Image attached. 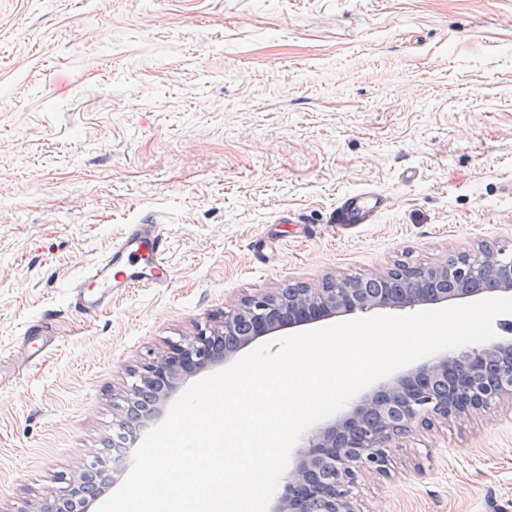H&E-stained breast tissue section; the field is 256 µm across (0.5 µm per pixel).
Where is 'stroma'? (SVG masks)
Returning a JSON list of instances; mask_svg holds the SVG:
<instances>
[{"label": "stroma", "instance_id": "obj_1", "mask_svg": "<svg viewBox=\"0 0 512 512\" xmlns=\"http://www.w3.org/2000/svg\"><path fill=\"white\" fill-rule=\"evenodd\" d=\"M364 189L387 210L337 224ZM152 218L171 287L71 308ZM485 242L512 250V0H0V512L225 307ZM357 508L512 512V407L414 429Z\"/></svg>", "mask_w": 512, "mask_h": 512}]
</instances>
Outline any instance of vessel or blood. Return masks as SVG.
I'll return each mask as SVG.
<instances>
[{
    "label": "vessel or blood",
    "instance_id": "b4317fda",
    "mask_svg": "<svg viewBox=\"0 0 512 512\" xmlns=\"http://www.w3.org/2000/svg\"><path fill=\"white\" fill-rule=\"evenodd\" d=\"M386 207L383 195L363 190L344 197L339 206V221L371 224ZM167 250V239L160 225L152 222L127 225L120 239L112 242L98 261L72 281L70 296L75 310L94 312L134 288L169 287Z\"/></svg>",
    "mask_w": 512,
    "mask_h": 512
}]
</instances>
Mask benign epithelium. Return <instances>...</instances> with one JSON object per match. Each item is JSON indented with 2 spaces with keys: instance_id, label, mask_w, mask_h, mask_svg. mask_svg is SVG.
<instances>
[{
  "instance_id": "7a95c632",
  "label": "benign epithelium",
  "mask_w": 512,
  "mask_h": 512,
  "mask_svg": "<svg viewBox=\"0 0 512 512\" xmlns=\"http://www.w3.org/2000/svg\"><path fill=\"white\" fill-rule=\"evenodd\" d=\"M411 267L396 265L361 278H326L316 285L287 286L243 299L223 312L212 327L200 328L167 346L139 369L120 395V414L112 441L126 443L135 424L160 418L184 382L198 373L228 364L261 339L326 319L376 309H412L484 296L512 297V253L482 245L458 251L424 267L432 288L417 287ZM489 280L488 288L452 292L448 276ZM512 406V338L461 352L445 351L365 395L349 410L302 438L297 460L270 500L268 512H307L314 500L320 512H357L358 486L388 474L391 449L400 447L417 426L432 427L480 413L496 402ZM98 489L81 478H63L53 495L29 504L24 512H63V504L83 498L88 512Z\"/></svg>"
}]
</instances>
